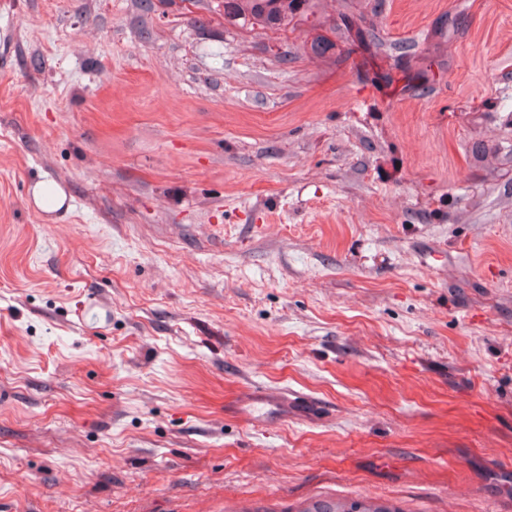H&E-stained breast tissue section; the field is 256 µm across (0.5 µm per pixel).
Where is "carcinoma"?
Here are the masks:
<instances>
[{
  "label": "carcinoma",
  "instance_id": "cac0c4a2",
  "mask_svg": "<svg viewBox=\"0 0 512 512\" xmlns=\"http://www.w3.org/2000/svg\"><path fill=\"white\" fill-rule=\"evenodd\" d=\"M231 22L263 31H288L296 18L308 16L312 0H227ZM301 512H403L383 502L318 500Z\"/></svg>",
  "mask_w": 512,
  "mask_h": 512
}]
</instances>
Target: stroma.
<instances>
[{"label": "stroma", "instance_id": "1", "mask_svg": "<svg viewBox=\"0 0 512 512\" xmlns=\"http://www.w3.org/2000/svg\"><path fill=\"white\" fill-rule=\"evenodd\" d=\"M363 498L512 512V0H0V512ZM229 22L263 31H288L299 16L308 17L312 0H226ZM52 190L54 193V204L49 205L47 202L48 191ZM32 200L35 206L40 209L51 211L61 207L65 200L66 195L62 188L57 186L54 182H38L31 190ZM290 399L287 394L271 395L264 392L255 393L247 404L249 411L266 410L281 415H288Z\"/></svg>", "mask_w": 512, "mask_h": 512}]
</instances>
